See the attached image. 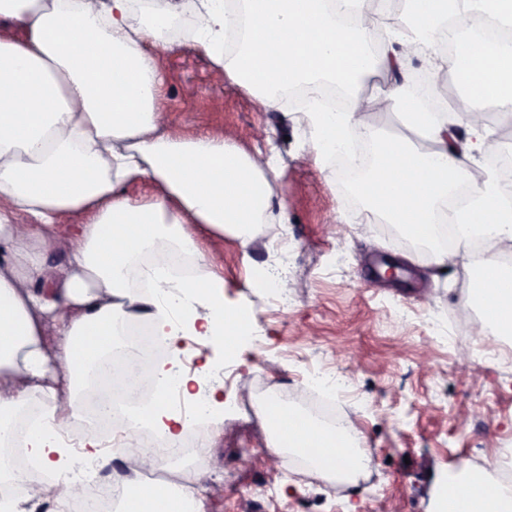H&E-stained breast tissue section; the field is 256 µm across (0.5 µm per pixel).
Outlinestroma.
I'll use <instances>...</instances> for the list:
<instances>
[{"label":"stroma","instance_id":"obj_1","mask_svg":"<svg viewBox=\"0 0 512 512\" xmlns=\"http://www.w3.org/2000/svg\"><path fill=\"white\" fill-rule=\"evenodd\" d=\"M155 55L170 130L275 157L274 192L288 212L287 223L256 225L246 252L229 233L197 239L221 268L226 305L250 317L218 353L224 425L194 470L206 512H433L460 462L477 468L512 451V364L475 334L474 260L464 253L437 268L397 225L365 207L351 212L309 143L305 113L263 110L215 81L191 39ZM385 255L402 264L400 282L380 278ZM260 389L285 401L332 397L363 437L366 475L345 487L298 465L271 472L266 425L247 408ZM266 483L276 497L258 494Z\"/></svg>","mask_w":512,"mask_h":512}]
</instances>
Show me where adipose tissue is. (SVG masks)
<instances>
[{"label":"adipose tissue","mask_w":512,"mask_h":512,"mask_svg":"<svg viewBox=\"0 0 512 512\" xmlns=\"http://www.w3.org/2000/svg\"><path fill=\"white\" fill-rule=\"evenodd\" d=\"M481 2L501 26H512V0H411L412 34L400 46L365 36L381 26L387 0H201L198 47L216 72L254 95L264 110L284 104L289 84L324 80L347 90L343 108H308L309 132L325 167L345 176L352 145L367 136L366 110L407 106L404 123L427 150L406 143L374 152L360 177L347 179V199L381 211L388 223L428 242L431 261L455 264L457 244L435 238V220L455 225L459 241H488L481 272L469 285L479 304L482 336H512V192L493 172L471 181L472 206L460 211L449 189L470 179V167L497 147L472 96L512 109V44L492 47L476 35L457 41L468 65L459 73L471 93L456 106L435 101L413 110L405 73L424 60L434 83L448 82L449 58L439 48L449 18L468 20ZM171 0H0V431L26 405L42 415L29 432L30 456L60 474L69 470L61 433L80 418L73 397L85 369L111 347L119 325L144 321L157 336H207L220 342L249 317L224 305V277L209 269L197 227L215 238L237 233L249 249V228L272 212L275 166H261L223 138L172 135L162 122L156 48H171L177 20ZM246 22L234 61L224 37ZM396 74L390 89L366 97L357 84L373 66ZM467 131L449 146L453 125ZM156 191L132 197L129 185ZM75 223H68V216ZM167 242L196 261L195 277L178 281L143 255ZM64 250L65 262L48 255ZM68 400H61V393ZM259 411L273 454H298L312 471L351 483L371 466L353 425L330 429L268 398ZM436 512H512V488L462 463L443 485Z\"/></svg>","instance_id":"1"}]
</instances>
